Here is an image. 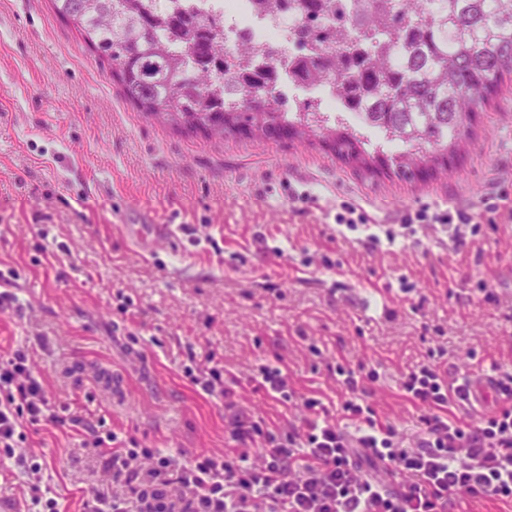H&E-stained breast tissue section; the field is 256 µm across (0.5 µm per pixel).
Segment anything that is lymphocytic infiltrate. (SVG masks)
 Returning a JSON list of instances; mask_svg holds the SVG:
<instances>
[{"label":"lymphocytic infiltrate","mask_w":512,"mask_h":512,"mask_svg":"<svg viewBox=\"0 0 512 512\" xmlns=\"http://www.w3.org/2000/svg\"><path fill=\"white\" fill-rule=\"evenodd\" d=\"M474 218L457 208L444 213L424 205L407 212L415 224H453L456 242ZM183 376L209 395L224 385V360L212 350L188 351ZM351 395L342 409L357 421L356 434L342 430L320 398L301 400L299 423L287 433L239 412L229 423L233 448L199 453L181 462L134 436L94 435L100 459V490L89 512H454L456 500L512 501V375L497 378L493 401L471 420L455 416L464 385L442 362L409 371L406 399L424 407L418 447H399L397 429L379 420L372 404H360L365 376L337 366ZM44 422L84 426L81 416L60 414L48 398L27 350L0 357V458L16 460L29 477L25 504L10 512H61L37 479L43 467L25 448Z\"/></svg>","instance_id":"f902f5d3"}]
</instances>
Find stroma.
Listing matches in <instances>:
<instances>
[{"instance_id": "stroma-1", "label": "stroma", "mask_w": 512, "mask_h": 512, "mask_svg": "<svg viewBox=\"0 0 512 512\" xmlns=\"http://www.w3.org/2000/svg\"><path fill=\"white\" fill-rule=\"evenodd\" d=\"M470 130L447 169L412 179L318 138L216 141L139 112L49 0H0V270L18 273L0 353L28 348L53 402L183 460L223 453L233 411L282 432L295 422L249 385L256 367L282 366L334 411L347 393L329 366L361 364L378 414L416 446L411 368L440 352L455 377L512 373V223L460 244L420 224L375 244L336 213L362 200L395 228L423 203L478 214L512 196V80ZM153 224L175 238L154 239ZM191 348L239 379L233 408L184 378ZM90 438L50 423L29 436L63 512H85Z\"/></svg>"}]
</instances>
